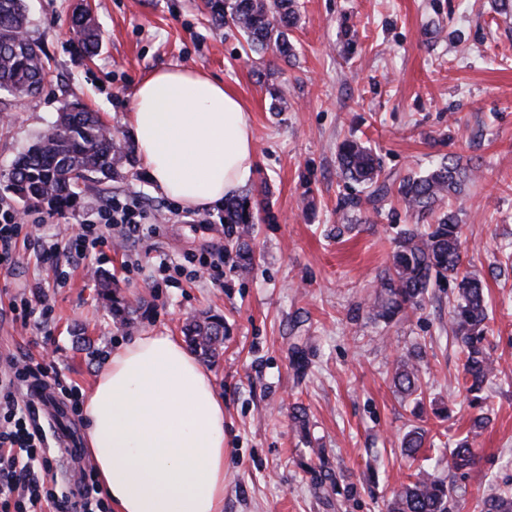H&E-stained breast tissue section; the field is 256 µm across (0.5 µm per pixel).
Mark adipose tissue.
<instances>
[{
  "mask_svg": "<svg viewBox=\"0 0 512 512\" xmlns=\"http://www.w3.org/2000/svg\"><path fill=\"white\" fill-rule=\"evenodd\" d=\"M129 125L152 182L184 206L221 202L252 174L247 113L234 90L203 73L152 72ZM83 415L113 512H224V403L177 338L139 336L113 353Z\"/></svg>",
  "mask_w": 512,
  "mask_h": 512,
  "instance_id": "1",
  "label": "adipose tissue"
}]
</instances>
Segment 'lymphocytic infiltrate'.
<instances>
[{
    "mask_svg": "<svg viewBox=\"0 0 512 512\" xmlns=\"http://www.w3.org/2000/svg\"><path fill=\"white\" fill-rule=\"evenodd\" d=\"M118 228L123 239L134 242L156 233L152 213L139 201L115 197L97 210L94 222L81 225L68 234L66 243L46 239L41 243L42 258L54 262L57 278L65 271L57 260L61 253L71 259L94 253L98 264L111 261L104 251L102 225ZM29 237L27 226L8 200L0 199V268L12 269L20 241ZM229 249L217 247L201 254H185L179 262H160L156 272L158 284L179 287L182 280L206 274L211 282L224 281V266L229 263ZM49 367L30 365L13 355L0 358V512H36L39 503L50 504L53 512H109L93 473H82L79 494H59L48 489L43 474L50 471L54 459L50 454L47 430L41 422L39 408L27 400L26 392L43 378Z\"/></svg>",
    "mask_w": 512,
    "mask_h": 512,
    "instance_id": "lymphocytic-infiltrate-1",
    "label": "lymphocytic infiltrate"
}]
</instances>
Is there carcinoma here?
I'll return each mask as SVG.
<instances>
[{
    "instance_id": "cac0c4a2",
    "label": "carcinoma",
    "mask_w": 512,
    "mask_h": 512,
    "mask_svg": "<svg viewBox=\"0 0 512 512\" xmlns=\"http://www.w3.org/2000/svg\"><path fill=\"white\" fill-rule=\"evenodd\" d=\"M212 23L232 22L242 34L249 51L273 50L288 57L292 45L288 28L298 21L295 0H206ZM29 24L23 0H0V90L13 97L39 93L49 74V59L40 45L17 33ZM77 47L92 56L100 39L87 13L70 19ZM342 175L352 183L370 189L366 199L352 197L347 205L361 210L362 203L376 205L396 195L406 209L419 219L435 217L422 227L405 226L392 239L389 265L379 275L369 314L385 323L407 310H418L429 300V289L442 283L453 288L450 328L460 347L461 372L458 384L469 397V404L481 410L472 419L465 437L451 450L450 467L465 477L476 463L477 438L487 424L485 388L495 377L490 354V318L483 281L463 266V230L459 214L453 210L437 212L445 200L458 198L476 168L462 166L460 160L443 158L422 173L391 178L382 173L381 162L373 149L357 139L336 146ZM116 164L115 143L99 115L78 103H68L55 125L14 162L10 188L26 204L45 205L53 211L73 206L79 189L89 177L98 174L112 178ZM244 200L224 201V223L240 229L241 246L236 253L239 267L247 272L253 255L245 241L252 231L253 216ZM112 318L129 321V306L109 296ZM190 346L209 358L224 343V322L207 316L187 328ZM418 350L396 363L393 385L405 396L422 397ZM427 439V432L415 427L403 436L402 453L416 459ZM461 488L434 470L417 468L409 482L395 491L387 512H451ZM481 512H512V485L497 487L482 500Z\"/></svg>"
}]
</instances>
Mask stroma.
Masks as SVG:
<instances>
[{
	"label": "stroma",
	"instance_id": "stroma-1",
	"mask_svg": "<svg viewBox=\"0 0 512 512\" xmlns=\"http://www.w3.org/2000/svg\"><path fill=\"white\" fill-rule=\"evenodd\" d=\"M76 2L27 0L29 33L51 71L36 96L0 91V198L12 199L15 158L63 105L99 113L132 148L139 82L160 68L197 69L231 87L252 124L255 166L237 196L257 215L254 267L225 270L220 285L200 278L156 287L158 259L224 245V209L206 208L202 223L177 220L131 152L118 176L82 185L73 208L27 211L44 217L42 238L59 239L103 200L126 195L153 208L158 234L133 245L103 227L111 263L100 270L86 257L60 284L37 246L20 249L14 268L0 270V305L39 282L53 314L39 327L0 317V355L53 365L64 385L84 393L133 338H180L197 316L219 315L224 345L205 366L224 401V512H387L414 471L401 454L404 434L425 429L422 456L444 472L476 411L457 384L448 288L391 323L369 315L392 238L412 217L393 200L346 208L336 146L347 137L368 142L394 177L457 156L478 169L457 206L464 264L488 290L497 365L486 389L489 422L456 509L479 512L488 483L512 479V271L497 270L501 248H512V10L501 12L499 0H298L300 20L288 33L296 56L285 60L246 53L236 29L209 22L198 0H87L102 35L87 58L68 24ZM278 91L288 100L282 112ZM134 260L141 270L126 272ZM105 279L133 307L128 324L109 313ZM415 344L426 351L420 405L392 383L396 359ZM438 406L450 409L449 420L435 417ZM299 409L303 430L293 418Z\"/></svg>",
	"mask_w": 512,
	"mask_h": 512
}]
</instances>
